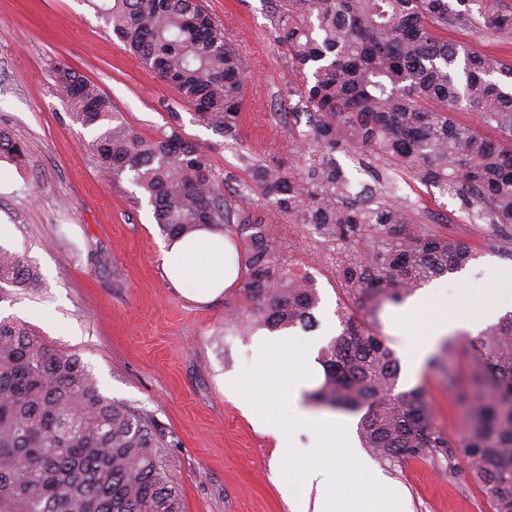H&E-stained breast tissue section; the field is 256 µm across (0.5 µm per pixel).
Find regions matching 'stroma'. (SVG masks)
<instances>
[{"mask_svg": "<svg viewBox=\"0 0 512 512\" xmlns=\"http://www.w3.org/2000/svg\"><path fill=\"white\" fill-rule=\"evenodd\" d=\"M98 0H0V127L22 142V161H0V246L23 255L38 270L37 288L10 289L0 319L26 324L46 346L77 355L103 393L143 411L163 428L182 512H296L281 491L276 439L256 431L224 375L249 378L254 335L225 331L228 317L246 304L235 286L206 304L196 303L165 277L161 250L167 238L147 198L128 178L97 166L86 148L95 130L77 124L54 78L64 64L109 96L134 130L146 137L176 129L210 157L230 190L247 189L251 208L265 216L286 260L315 280L320 304L316 330L289 329L312 352L339 329L337 244L314 226L294 223L252 187L242 157L250 154L294 169L309 157L301 137L305 117L290 118L301 85L277 42L273 0H201L224 26L245 65L247 98L239 138L197 121L180 95L131 56L98 14ZM398 201L416 203L418 223L474 250L464 269L438 278L457 307L491 296L489 324L512 311L511 225L472 224L456 199L397 180ZM478 330L457 327L446 339L456 388L428 367L402 375L399 387H424L436 424L458 439L468 423L457 389L472 386L466 339ZM351 488H370L369 471L401 493L406 512H491L485 490L460 458L441 463L412 459L390 465L360 454Z\"/></svg>", "mask_w": 512, "mask_h": 512, "instance_id": "1", "label": "stroma"}]
</instances>
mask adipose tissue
I'll list each match as a JSON object with an SVG mask.
<instances>
[{
    "instance_id": "adipose-tissue-1",
    "label": "adipose tissue",
    "mask_w": 512,
    "mask_h": 512,
    "mask_svg": "<svg viewBox=\"0 0 512 512\" xmlns=\"http://www.w3.org/2000/svg\"><path fill=\"white\" fill-rule=\"evenodd\" d=\"M162 267L170 281L197 302H207L233 287L239 263L223 235L201 229L173 241L162 254ZM433 309L436 320L415 337L407 355L409 371H417L434 340L448 330V303L437 291L406 307L404 325H416L420 313ZM315 378L308 353L295 339L273 334L261 337L256 367L249 380L225 378L224 386L247 413L254 427L274 434L280 450L282 487L289 497H300L307 512H402L403 500L385 488L379 475H372L373 488L339 493V484L349 481L360 465L346 420L309 409L306 391ZM294 428L317 431L319 443L312 459L300 461L288 448V432Z\"/></svg>"
}]
</instances>
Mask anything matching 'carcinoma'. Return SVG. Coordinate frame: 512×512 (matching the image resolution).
<instances>
[{
    "instance_id": "cac0c4a2",
    "label": "carcinoma",
    "mask_w": 512,
    "mask_h": 512,
    "mask_svg": "<svg viewBox=\"0 0 512 512\" xmlns=\"http://www.w3.org/2000/svg\"><path fill=\"white\" fill-rule=\"evenodd\" d=\"M106 24L199 121L236 138L247 87L244 64L224 26L199 0H108ZM274 30L302 76L312 146L298 171L244 158L252 181L299 224L343 245L336 274L346 301L340 330L321 348L320 406L363 412L362 444L402 464L438 460L454 448L482 485L493 512H512V314L467 342L476 388L458 393L470 425L452 440L436 425L422 387L398 390L401 363L378 314L424 284L475 259L446 235L417 225L416 207L389 202L403 175L512 224V66L493 53L448 42V30L478 23L512 37V8L497 0H276ZM61 98L112 178L127 177L148 198L168 239L199 228H237L248 305L232 318L245 334L312 326L315 280L282 260L281 245L242 195L232 205L207 154L176 131L144 137L112 100L72 68H56ZM481 115L495 138L456 121L460 103ZM363 149L357 184L336 153ZM24 146L0 128V158ZM236 224H231V217ZM38 271L0 248V293L35 288ZM168 443L152 417L107 397L81 359L40 343L24 324L0 319V512H180Z\"/></svg>"
}]
</instances>
